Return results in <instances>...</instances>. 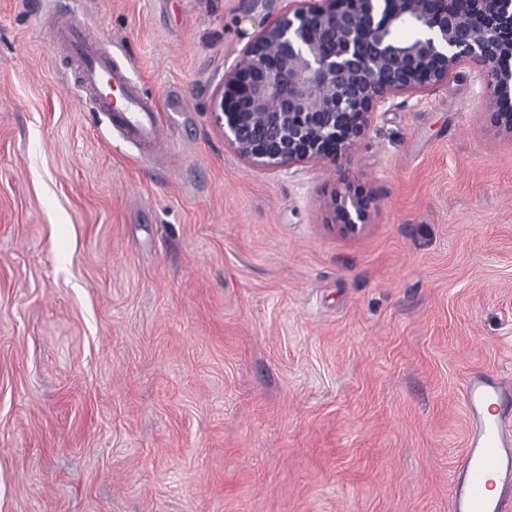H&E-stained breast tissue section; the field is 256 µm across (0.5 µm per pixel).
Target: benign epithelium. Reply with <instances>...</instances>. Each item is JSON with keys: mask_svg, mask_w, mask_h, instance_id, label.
Segmentation results:
<instances>
[{"mask_svg": "<svg viewBox=\"0 0 512 512\" xmlns=\"http://www.w3.org/2000/svg\"><path fill=\"white\" fill-rule=\"evenodd\" d=\"M265 11L260 29L224 73L212 112L224 142L264 170L352 155L375 113L399 96L425 94L462 68L491 91L484 120L512 136V0H246ZM472 23L463 26L461 16ZM413 18L402 47L389 31ZM370 197L338 192L333 221L344 234L370 222Z\"/></svg>", "mask_w": 512, "mask_h": 512, "instance_id": "1", "label": "benign epithelium"}]
</instances>
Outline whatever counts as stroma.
I'll return each instance as SVG.
<instances>
[{
  "instance_id": "1",
  "label": "stroma",
  "mask_w": 512,
  "mask_h": 512,
  "mask_svg": "<svg viewBox=\"0 0 512 512\" xmlns=\"http://www.w3.org/2000/svg\"><path fill=\"white\" fill-rule=\"evenodd\" d=\"M188 101L140 155L54 54ZM243 0H0V512H451L462 384L512 376V138L463 68L351 159L260 170L213 93ZM377 210L354 236L328 203Z\"/></svg>"
}]
</instances>
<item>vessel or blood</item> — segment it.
Listing matches in <instances>:
<instances>
[{"mask_svg":"<svg viewBox=\"0 0 512 512\" xmlns=\"http://www.w3.org/2000/svg\"><path fill=\"white\" fill-rule=\"evenodd\" d=\"M54 49L70 63L87 101L106 113L124 139L152 158L169 148L171 124L161 113L183 112L177 92L158 104L100 37L70 19L57 27ZM463 397L469 431L452 478L451 512H512V381L476 372L467 378Z\"/></svg>","mask_w":512,"mask_h":512,"instance_id":"1","label":"vessel or blood"}]
</instances>
